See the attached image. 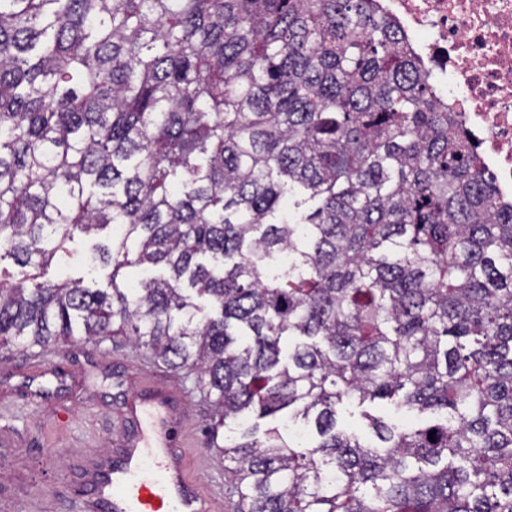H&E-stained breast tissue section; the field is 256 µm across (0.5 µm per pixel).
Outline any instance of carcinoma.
Listing matches in <instances>:
<instances>
[{"label": "carcinoma", "mask_w": 512, "mask_h": 512, "mask_svg": "<svg viewBox=\"0 0 512 512\" xmlns=\"http://www.w3.org/2000/svg\"><path fill=\"white\" fill-rule=\"evenodd\" d=\"M1 250L0 347L196 375L234 512H512V200L372 0H0ZM73 256L69 260L67 267H61L58 271L52 266L50 269L49 278H62L67 274L72 277H80L86 275V261L89 256L90 243L84 240H78L71 244ZM381 417L387 422H411L417 425H427L435 422L437 416L430 413L413 414L402 416L395 413L388 405L384 403L365 404L362 407L356 405L346 406L339 411L340 424L349 431H353L358 435L367 436L369 432L368 421L363 417L362 413Z\"/></svg>", "instance_id": "obj_1"}]
</instances>
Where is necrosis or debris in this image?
Instances as JSON below:
<instances>
[{
    "label": "necrosis or debris",
    "mask_w": 512,
    "mask_h": 512,
    "mask_svg": "<svg viewBox=\"0 0 512 512\" xmlns=\"http://www.w3.org/2000/svg\"><path fill=\"white\" fill-rule=\"evenodd\" d=\"M404 31L512 197V0H374Z\"/></svg>",
    "instance_id": "obj_1"
}]
</instances>
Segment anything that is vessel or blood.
<instances>
[{
  "mask_svg": "<svg viewBox=\"0 0 512 512\" xmlns=\"http://www.w3.org/2000/svg\"><path fill=\"white\" fill-rule=\"evenodd\" d=\"M168 386L149 387L130 403L114 456L91 476L90 512H208V502L185 469L184 450L170 435Z\"/></svg>",
  "mask_w": 512,
  "mask_h": 512,
  "instance_id": "vessel-or-blood-1",
  "label": "vessel or blood"
}]
</instances>
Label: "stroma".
Listing matches in <instances>:
<instances>
[{
  "instance_id": "1",
  "label": "stroma",
  "mask_w": 512,
  "mask_h": 512,
  "mask_svg": "<svg viewBox=\"0 0 512 512\" xmlns=\"http://www.w3.org/2000/svg\"><path fill=\"white\" fill-rule=\"evenodd\" d=\"M174 386L182 399L174 419L186 442L188 476L197 480L210 512H231L213 485L224 480V463L206 445L213 409L194 376L173 372L121 337L66 349L0 348V512H84L86 470L112 452L114 435L132 397L151 384ZM427 425L433 414L402 417L388 405H354L339 421L359 435L367 418Z\"/></svg>"
}]
</instances>
